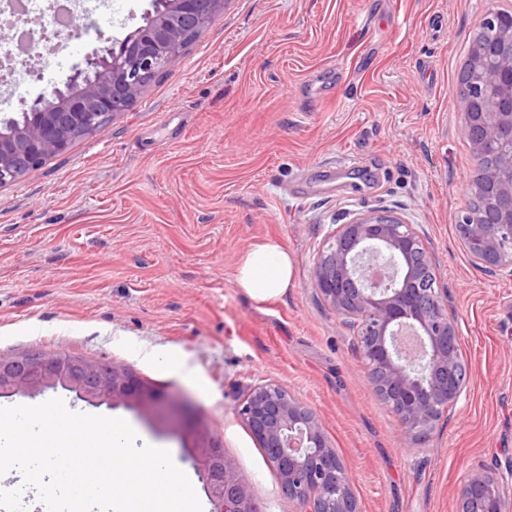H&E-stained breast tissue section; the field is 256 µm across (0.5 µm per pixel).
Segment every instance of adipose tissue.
<instances>
[{
    "label": "adipose tissue",
    "mask_w": 512,
    "mask_h": 512,
    "mask_svg": "<svg viewBox=\"0 0 512 512\" xmlns=\"http://www.w3.org/2000/svg\"><path fill=\"white\" fill-rule=\"evenodd\" d=\"M234 281L237 288L255 301L276 299L294 285L293 259L279 242L264 241L240 257Z\"/></svg>",
    "instance_id": "1"
}]
</instances>
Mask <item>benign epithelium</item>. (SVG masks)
<instances>
[{
	"instance_id": "obj_1",
	"label": "benign epithelium",
	"mask_w": 512,
	"mask_h": 512,
	"mask_svg": "<svg viewBox=\"0 0 512 512\" xmlns=\"http://www.w3.org/2000/svg\"><path fill=\"white\" fill-rule=\"evenodd\" d=\"M227 0H154L124 39L87 58L91 82L77 70L10 122L0 136V186L17 181L46 158L68 150L75 135L91 136L130 107L189 43L223 14ZM479 37L454 94L463 107L461 132L477 162L468 188L483 213L466 205L455 228L472 263L512 277V9L481 19ZM383 266L387 283L371 281ZM317 292L355 333L375 395L395 414L401 436L422 444L466 394L470 370L459 353L458 322L448 315L421 233L399 216L374 211L336 225L316 263ZM62 388L90 404L154 412L185 421L184 452L199 467L213 512H256L252 487L207 426L129 370L44 354L0 360V397ZM239 413L271 463L297 512H361L351 480L314 412L276 383L252 385ZM512 460L505 471L477 470L460 487L456 512H512Z\"/></svg>"
}]
</instances>
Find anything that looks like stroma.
<instances>
[{"label": "stroma", "mask_w": 512, "mask_h": 512, "mask_svg": "<svg viewBox=\"0 0 512 512\" xmlns=\"http://www.w3.org/2000/svg\"><path fill=\"white\" fill-rule=\"evenodd\" d=\"M491 0H227L126 112L0 187V359L64 353L124 366L188 400L251 484L259 512H295L239 415L262 381L313 410L362 512H454L475 470L512 459V277L477 268L455 230L476 163L453 96ZM152 0H112L100 37L72 38L56 86L123 39ZM391 210L424 234L467 395L419 447L373 393L354 333L314 287L336 225ZM278 240L294 286L252 301L234 272ZM167 354L185 370L164 371ZM74 412L124 418L168 449L212 506L180 435L65 390Z\"/></svg>", "instance_id": "35a3bbf8"}]
</instances>
